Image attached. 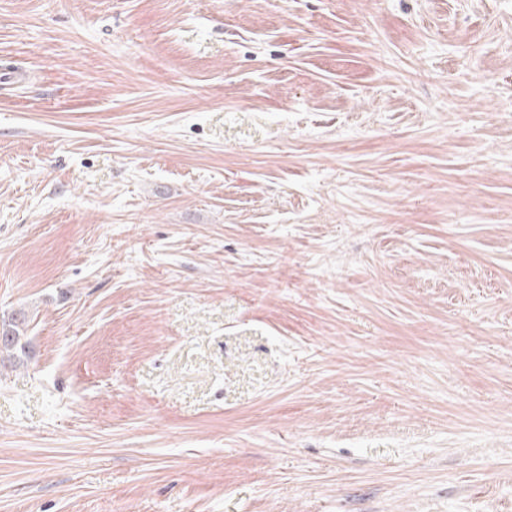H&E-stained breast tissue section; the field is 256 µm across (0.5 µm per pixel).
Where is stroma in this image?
<instances>
[{"label": "stroma", "mask_w": 512, "mask_h": 512, "mask_svg": "<svg viewBox=\"0 0 512 512\" xmlns=\"http://www.w3.org/2000/svg\"><path fill=\"white\" fill-rule=\"evenodd\" d=\"M0 512H512V0H0ZM1 326L0 351H12L17 348L27 332L29 316L24 309H19L11 314L7 323L3 321Z\"/></svg>", "instance_id": "1"}]
</instances>
